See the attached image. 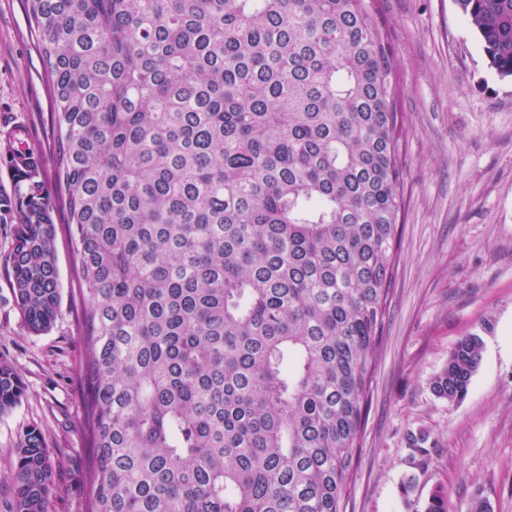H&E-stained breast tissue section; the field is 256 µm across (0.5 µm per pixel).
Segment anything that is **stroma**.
<instances>
[{
	"mask_svg": "<svg viewBox=\"0 0 512 512\" xmlns=\"http://www.w3.org/2000/svg\"><path fill=\"white\" fill-rule=\"evenodd\" d=\"M400 77L398 156L404 209L367 417L344 512H447L482 495L512 512V78L490 67L454 0H378ZM25 0H0V125L24 123L50 150L52 104ZM9 226L0 227V361L23 396L0 417V507L23 429L53 462L50 512H85L83 298L67 234L55 241L61 304L52 328L29 333L12 299ZM483 341L462 401L430 382L463 336ZM426 436L418 462L407 432ZM414 478V491L402 484Z\"/></svg>",
	"mask_w": 512,
	"mask_h": 512,
	"instance_id": "stroma-1",
	"label": "stroma"
}]
</instances>
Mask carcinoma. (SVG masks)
<instances>
[{"label":"carcinoma","instance_id":"carcinoma-1","mask_svg":"<svg viewBox=\"0 0 512 512\" xmlns=\"http://www.w3.org/2000/svg\"><path fill=\"white\" fill-rule=\"evenodd\" d=\"M512 77V0H455ZM57 130L28 127L0 225L27 330L61 301L55 204L77 255L86 512H343L403 209L399 75L377 0H26ZM460 338L431 382L464 399ZM0 362V416L22 397ZM19 434L5 512H49Z\"/></svg>","mask_w":512,"mask_h":512}]
</instances>
